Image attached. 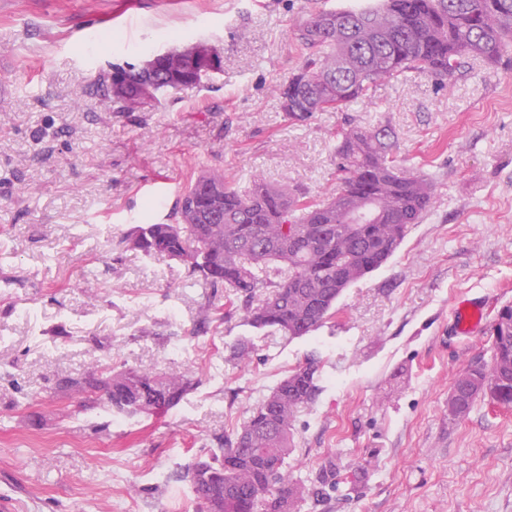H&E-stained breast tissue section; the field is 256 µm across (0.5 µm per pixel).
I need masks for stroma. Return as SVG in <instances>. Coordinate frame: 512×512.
<instances>
[{
  "instance_id": "stroma-1",
  "label": "stroma",
  "mask_w": 512,
  "mask_h": 512,
  "mask_svg": "<svg viewBox=\"0 0 512 512\" xmlns=\"http://www.w3.org/2000/svg\"><path fill=\"white\" fill-rule=\"evenodd\" d=\"M349 2L0 0V502L14 512H169L192 499L194 462L311 353L320 391L288 456L299 512H512V408L448 418L456 375L490 361L489 329L455 335L453 307L484 296L492 320L512 304V72L470 58L447 84L412 71L350 111L292 120L280 87L305 60L296 27ZM200 40L221 72L148 111L92 92L113 65ZM378 123L435 203L309 335L215 320L184 266L118 247L166 223L202 167L243 192L257 173L326 198L337 130ZM106 362L193 387L135 417L57 391ZM153 469L164 479H143Z\"/></svg>"
}]
</instances>
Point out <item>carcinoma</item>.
Listing matches in <instances>:
<instances>
[{
  "label": "carcinoma",
  "instance_id": "carcinoma-1",
  "mask_svg": "<svg viewBox=\"0 0 512 512\" xmlns=\"http://www.w3.org/2000/svg\"><path fill=\"white\" fill-rule=\"evenodd\" d=\"M310 50L281 95L296 121L346 112L379 80L426 71L444 81L465 59L490 68L512 63V0H377L361 9L320 11L298 27ZM388 126L336 134V192L320 201L253 175L241 192L224 173L201 169L174 207V224H139L119 245L175 261L212 289L207 309L257 329L307 336L332 314L344 290L380 269L434 204L432 182L406 171ZM320 358L273 387L224 438L220 454L192 467L201 512H291L288 479L295 414L314 402ZM184 375L101 365L57 381L64 394L105 400L114 411L161 415L191 388Z\"/></svg>",
  "mask_w": 512,
  "mask_h": 512
}]
</instances>
